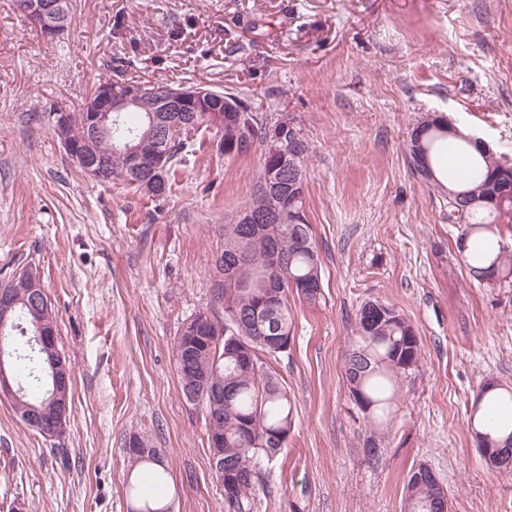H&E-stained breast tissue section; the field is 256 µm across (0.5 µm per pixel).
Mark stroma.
I'll use <instances>...</instances> for the list:
<instances>
[{
	"label": "stroma",
	"instance_id": "35a3bbf8",
	"mask_svg": "<svg viewBox=\"0 0 512 512\" xmlns=\"http://www.w3.org/2000/svg\"><path fill=\"white\" fill-rule=\"evenodd\" d=\"M106 79L224 88L306 146L323 298L288 294L294 337L272 367L294 425L253 512H401L421 464L448 512H512V472L488 471L469 430L480 386L512 387V287L470 277L443 196L404 150L436 114L512 164V0H74L53 42L0 0V284L38 273L74 371L59 437L0 400V512H130L133 434L163 449L172 512H224L206 411L183 399L173 346L187 319L224 316L214 256L273 142L227 156L206 126L166 194L97 183L52 125ZM368 299L421 338L380 432L344 370Z\"/></svg>",
	"mask_w": 512,
	"mask_h": 512
}]
</instances>
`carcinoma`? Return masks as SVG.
I'll return each instance as SVG.
<instances>
[{
  "label": "carcinoma",
  "mask_w": 512,
  "mask_h": 512,
  "mask_svg": "<svg viewBox=\"0 0 512 512\" xmlns=\"http://www.w3.org/2000/svg\"><path fill=\"white\" fill-rule=\"evenodd\" d=\"M212 98L222 102L224 109V136L230 137L235 124V100L239 96L222 88L211 89ZM122 131L132 135L144 154H169L168 166L163 172L165 182L175 175L178 156L188 147L189 138L174 141L158 140L149 132L147 113L137 112L135 117L123 114ZM274 154H265L261 163L259 180L248 204L250 210L281 211L284 218L278 223L262 224L260 239H252L241 225H224V244L220 249L222 263L215 266V273L224 274V335L238 339L242 353L238 357L227 355L224 344L211 349L200 347L187 352L183 343H174V357L180 391L187 385H224V405L206 408L208 435L224 436V444L210 447L211 456L224 460V479L233 481V496L224 500L225 512H252L251 494L263 481L260 461L275 460L283 444L281 436L290 432L293 425V403L288 390L279 382L269 360L279 352L272 349L266 337L272 335L271 325H276L280 335H293L294 315L288 305V289L296 288L297 296L310 305L318 304L322 297L321 260L313 240L311 224L304 209V190L298 188L288 194V200L271 190L264 189L266 171L278 162L283 154L292 152L297 165H302L306 151L304 142L292 129L279 125L274 128ZM448 125L443 118L426 119L414 127L405 145V152L412 170L427 183L447 191L454 200L467 206L466 218L460 225L461 233L456 248L463 257L469 275L477 282L491 285H512V254L502 243L498 224L502 220L512 223V166L499 161L488 150H470L472 142L466 138L456 144L464 168L458 170L438 164L439 150L448 144ZM94 149L109 159L103 182L134 185L126 175V159L113 150V137H99ZM274 248L283 255L286 265L277 278L256 274L250 284L243 287L227 272L238 265L256 269L264 265L267 249ZM18 299V315L29 326L36 323H53L51 306L37 307L32 303L36 288L40 287L35 275L22 276L4 284ZM359 340L345 355V374L350 392L362 409L373 419L390 413L398 378L418 366L421 359V342L414 327L394 306L381 300L364 302L357 312ZM17 373L24 389L13 407L25 424L26 415L38 413L44 422L55 414L49 401L47 381L48 354L28 356L27 349H18ZM507 396L492 403L487 415L485 430L473 432L479 447H512V432L501 438L497 435L500 421L498 409L512 405V388L505 387ZM143 452L129 456L131 467L145 468L143 479L160 487L165 483L167 469L163 450L153 447L144 436L138 437ZM130 493L137 501L134 512H170L165 504L155 506L154 498L143 497L139 484L130 485ZM446 496L438 479L419 477L410 471L405 484L403 512H432L435 502Z\"/></svg>",
  "instance_id": "1"
}]
</instances>
